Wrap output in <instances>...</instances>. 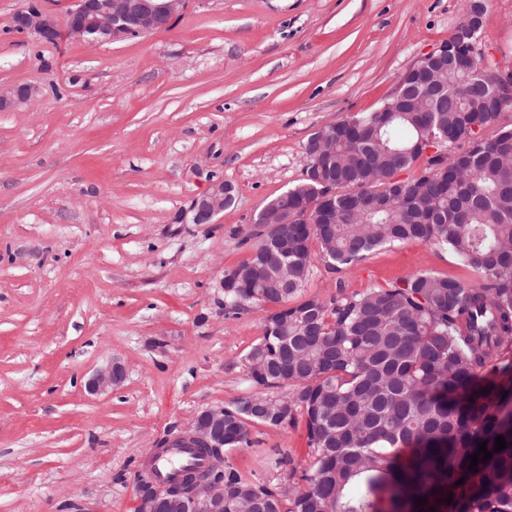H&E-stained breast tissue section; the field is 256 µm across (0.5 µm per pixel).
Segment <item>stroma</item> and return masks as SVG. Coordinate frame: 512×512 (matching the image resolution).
<instances>
[{
    "mask_svg": "<svg viewBox=\"0 0 512 512\" xmlns=\"http://www.w3.org/2000/svg\"><path fill=\"white\" fill-rule=\"evenodd\" d=\"M0 0V88L39 92L0 110V512H136L149 449L202 410L250 392L244 357L262 314L224 312L225 270L250 256L258 212L301 182L308 139L378 108L448 41L464 0H190L167 29L50 43L9 26L33 5ZM478 47L512 67V0H490ZM233 202L197 224L218 182ZM420 272L475 274L420 241L331 270L305 295L362 293ZM120 362L125 379L90 394ZM226 451L242 477L305 465L303 427H254ZM123 380V367L119 363H113L98 370L88 381L87 389L91 394H105Z\"/></svg>",
    "mask_w": 512,
    "mask_h": 512,
    "instance_id": "1",
    "label": "stroma"
}]
</instances>
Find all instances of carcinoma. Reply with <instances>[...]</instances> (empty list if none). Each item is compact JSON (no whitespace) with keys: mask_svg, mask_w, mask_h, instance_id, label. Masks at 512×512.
Here are the masks:
<instances>
[{"mask_svg":"<svg viewBox=\"0 0 512 512\" xmlns=\"http://www.w3.org/2000/svg\"><path fill=\"white\" fill-rule=\"evenodd\" d=\"M441 78L451 91L442 104L415 83L430 112L394 114L392 96L314 133L335 142L318 161L329 189L306 180L274 198L285 223L224 272L225 313L274 306L246 355L252 392L224 407V448L251 444L254 426L301 422L310 451L300 472L282 453L274 485L224 466V512H512V362L502 361L512 344V127L488 111L495 73L477 86L446 67ZM443 133L449 150L425 155L429 135ZM408 241L447 247L478 279L421 272L362 294L302 297L312 245L338 270ZM284 380L291 391H277ZM499 436L507 447L495 452ZM484 441L492 458L471 471ZM190 451L166 484L218 469Z\"/></svg>","mask_w":512,"mask_h":512,"instance_id":"carcinoma-1","label":"carcinoma"}]
</instances>
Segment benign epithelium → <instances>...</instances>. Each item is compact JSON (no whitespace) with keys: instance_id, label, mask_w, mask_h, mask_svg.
<instances>
[{"instance_id":"7a95c632","label":"benign epithelium","mask_w":512,"mask_h":512,"mask_svg":"<svg viewBox=\"0 0 512 512\" xmlns=\"http://www.w3.org/2000/svg\"><path fill=\"white\" fill-rule=\"evenodd\" d=\"M188 0H75L68 13L65 27L58 26L55 16L45 10L29 7L15 12L10 27L17 33L34 34L44 41L67 39L107 43L128 37L166 29L181 16ZM472 43L442 44L425 54L408 73L423 72L433 78L434 67L448 64L450 68H466L475 60ZM35 93L28 84L14 86L9 93H0V108L27 102ZM232 187L223 182L197 198L191 207L193 221L210 224L232 201ZM124 380V369L113 363L98 370L88 381L92 394H105ZM186 436L202 448L224 447V408H210L195 416ZM189 491L173 494L157 486L138 497L137 512H159V509H179V512H224V480L206 477L187 481Z\"/></svg>"}]
</instances>
